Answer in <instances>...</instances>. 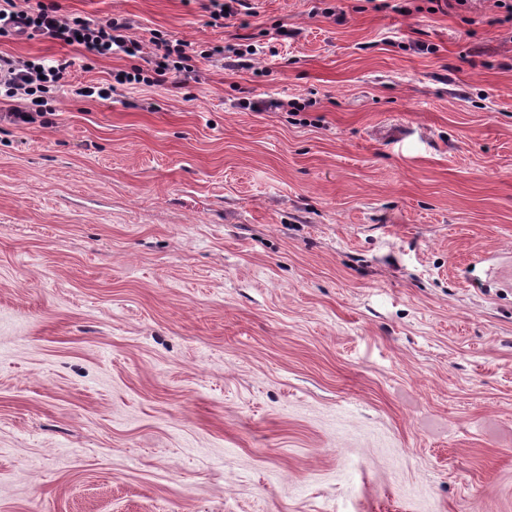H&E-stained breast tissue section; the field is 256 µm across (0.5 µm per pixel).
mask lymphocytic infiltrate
<instances>
[{
	"label": "lymphocytic infiltrate",
	"instance_id": "1",
	"mask_svg": "<svg viewBox=\"0 0 512 512\" xmlns=\"http://www.w3.org/2000/svg\"><path fill=\"white\" fill-rule=\"evenodd\" d=\"M132 19L117 16L94 20L62 9L58 0H0V41L39 38L78 51L84 68L115 55L132 60L130 70L111 79L79 88V96L111 99L118 87L166 85L179 77L200 81L203 66L234 70L250 65L253 45L224 46L205 41L187 42L156 31L150 37L134 35ZM72 62L66 58H16L0 54V105L8 120L19 127L50 125L53 107L68 83Z\"/></svg>",
	"mask_w": 512,
	"mask_h": 512
}]
</instances>
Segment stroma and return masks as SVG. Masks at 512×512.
<instances>
[{
    "mask_svg": "<svg viewBox=\"0 0 512 512\" xmlns=\"http://www.w3.org/2000/svg\"><path fill=\"white\" fill-rule=\"evenodd\" d=\"M60 2L260 52L0 122V512H512L504 9ZM251 1L252 0H210V20L205 22L206 26L216 27L218 24L224 25L218 21L229 17H235L240 14L251 17L256 16V7H254ZM224 7H227L228 11H224ZM303 105V106H302ZM306 107V104L300 103L297 99H261L259 101L251 102L248 101L247 107L245 109L251 108L257 111H266V112H290V113H299L303 111Z\"/></svg>",
    "mask_w": 512,
    "mask_h": 512,
    "instance_id": "35a3bbf8",
    "label": "stroma"
}]
</instances>
